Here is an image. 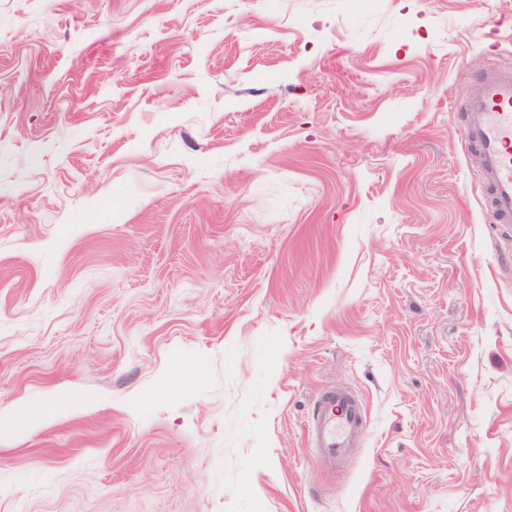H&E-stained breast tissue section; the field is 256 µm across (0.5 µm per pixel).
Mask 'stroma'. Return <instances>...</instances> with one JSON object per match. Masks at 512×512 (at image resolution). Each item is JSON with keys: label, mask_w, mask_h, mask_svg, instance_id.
I'll return each mask as SVG.
<instances>
[{"label": "stroma", "mask_w": 512, "mask_h": 512, "mask_svg": "<svg viewBox=\"0 0 512 512\" xmlns=\"http://www.w3.org/2000/svg\"><path fill=\"white\" fill-rule=\"evenodd\" d=\"M496 51L512 0H0V512H512ZM470 160L480 176L485 210L492 224H512V62L485 69L465 96ZM366 430L363 400L348 386L323 389L308 419V436L313 448H318L322 465L329 469L343 459L345 448L353 439L361 438Z\"/></svg>", "instance_id": "1"}]
</instances>
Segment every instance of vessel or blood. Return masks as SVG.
I'll list each match as a JSON object with an SVG mask.
<instances>
[{
	"label": "vessel or blood",
	"mask_w": 512,
	"mask_h": 512,
	"mask_svg": "<svg viewBox=\"0 0 512 512\" xmlns=\"http://www.w3.org/2000/svg\"><path fill=\"white\" fill-rule=\"evenodd\" d=\"M468 153L480 176L484 207L492 223L512 225V62L485 69L465 96ZM366 430L363 400L350 387L323 389L308 420V436L325 468H334L345 448Z\"/></svg>",
	"instance_id": "1"
}]
</instances>
